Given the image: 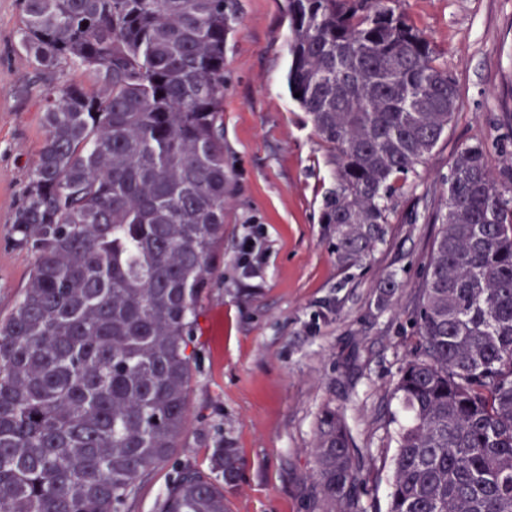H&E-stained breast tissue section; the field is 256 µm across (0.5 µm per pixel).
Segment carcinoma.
I'll use <instances>...</instances> for the list:
<instances>
[{
	"instance_id": "1",
	"label": "carcinoma",
	"mask_w": 512,
	"mask_h": 512,
	"mask_svg": "<svg viewBox=\"0 0 512 512\" xmlns=\"http://www.w3.org/2000/svg\"><path fill=\"white\" fill-rule=\"evenodd\" d=\"M390 0H288L289 95L328 148L343 267L458 108L440 53ZM45 85L44 139L14 213L35 264L0 319V512H122L186 434L199 307L224 257V46L234 0H19ZM300 96H295V93ZM414 300L395 391L387 512H512V164L464 145ZM319 512H358L360 467L336 411L314 448ZM217 444L155 512H228L243 470Z\"/></svg>"
}]
</instances>
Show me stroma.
<instances>
[{
	"label": "stroma",
	"instance_id": "obj_1",
	"mask_svg": "<svg viewBox=\"0 0 512 512\" xmlns=\"http://www.w3.org/2000/svg\"><path fill=\"white\" fill-rule=\"evenodd\" d=\"M239 3L224 49V263L199 310L187 431L175 462L141 482L126 512H154L176 464L207 468L221 440L245 461L230 512H317L314 445L328 408L342 414L362 463L360 512H386L404 417L394 385L418 341L413 298L443 178L463 145L512 154V0H396L438 49L461 106L393 198L383 240L351 269L339 267L331 227L318 221L331 166L288 94L286 0ZM20 26L18 0H0V317L35 261L10 229L44 137ZM390 279L399 289L388 298Z\"/></svg>",
	"mask_w": 512,
	"mask_h": 512
}]
</instances>
